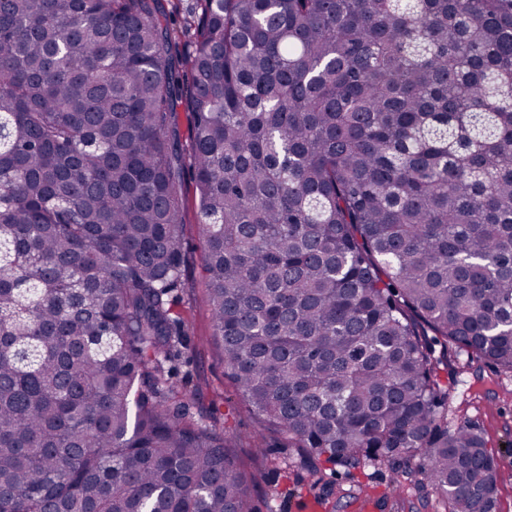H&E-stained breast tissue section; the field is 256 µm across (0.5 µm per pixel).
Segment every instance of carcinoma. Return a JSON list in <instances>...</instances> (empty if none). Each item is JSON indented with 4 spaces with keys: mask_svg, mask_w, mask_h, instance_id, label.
<instances>
[{
    "mask_svg": "<svg viewBox=\"0 0 512 512\" xmlns=\"http://www.w3.org/2000/svg\"><path fill=\"white\" fill-rule=\"evenodd\" d=\"M192 171L213 340L273 447L445 512L497 468L461 357L512 374V0H198ZM158 0H0V512H255L190 411Z\"/></svg>",
    "mask_w": 512,
    "mask_h": 512,
    "instance_id": "1",
    "label": "carcinoma"
}]
</instances>
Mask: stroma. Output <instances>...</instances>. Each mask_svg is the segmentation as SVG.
I'll return each instance as SVG.
<instances>
[{
    "instance_id": "1",
    "label": "stroma",
    "mask_w": 512,
    "mask_h": 512,
    "mask_svg": "<svg viewBox=\"0 0 512 512\" xmlns=\"http://www.w3.org/2000/svg\"><path fill=\"white\" fill-rule=\"evenodd\" d=\"M182 197L185 263L182 286L176 291L175 312L183 322L185 336L173 380L194 390L189 406L216 403L224 416L225 429L234 433L238 448L247 455L251 452L248 437L257 424L225 377L222 355L212 342L198 194L191 176L183 178ZM465 381V388L454 394L452 406L483 429L487 447L498 462L495 512H512V377L484 366L477 373L466 375ZM332 482L336 491L334 512H356V496L361 491L376 499L379 512H443L441 501L427 486L407 487L399 499H392L389 471L384 467L358 469L349 476L340 474ZM319 491L306 471L286 466L265 471L254 505L257 512H264L268 494L276 492L287 498L288 512H297L300 501L313 498Z\"/></svg>"
}]
</instances>
